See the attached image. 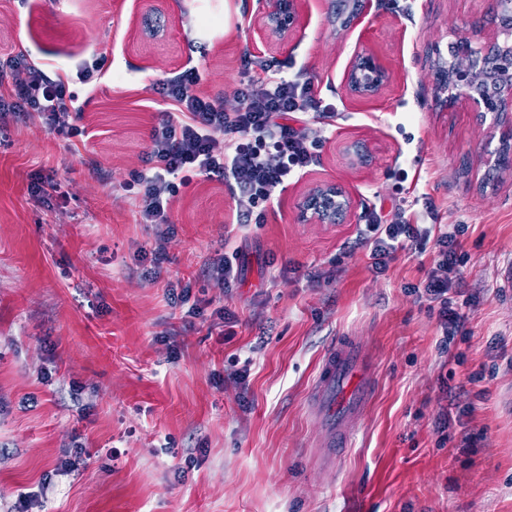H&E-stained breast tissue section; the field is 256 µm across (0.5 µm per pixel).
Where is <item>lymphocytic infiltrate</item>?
Masks as SVG:
<instances>
[{"label": "lymphocytic infiltrate", "instance_id": "obj_1", "mask_svg": "<svg viewBox=\"0 0 512 512\" xmlns=\"http://www.w3.org/2000/svg\"><path fill=\"white\" fill-rule=\"evenodd\" d=\"M0 73L10 87L8 97L0 96V112L33 113L58 136L79 134L75 119L81 106L67 75L49 76L44 65L22 53L1 56ZM200 79L197 68L186 67L164 81L168 106L151 129L149 166L133 178L141 223L158 227L153 250L158 268L168 260L162 226L170 221L177 182L204 173L229 183L236 221L249 223L258 202L271 200L277 188L314 165L308 119L329 115L313 80L302 73L244 80L237 90L238 106L230 112L221 97L195 93ZM357 236L369 247L371 268L378 273L399 252H420L434 243L436 257L421 286L437 306L444 340H452L464 321L450 296L461 263L457 230L413 220L403 207L390 218L374 204Z\"/></svg>", "mask_w": 512, "mask_h": 512}]
</instances>
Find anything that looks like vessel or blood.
I'll return each mask as SVG.
<instances>
[{
	"mask_svg": "<svg viewBox=\"0 0 512 512\" xmlns=\"http://www.w3.org/2000/svg\"><path fill=\"white\" fill-rule=\"evenodd\" d=\"M373 398L367 357L357 341L339 336L327 347L308 405L319 419L346 431L357 424Z\"/></svg>",
	"mask_w": 512,
	"mask_h": 512,
	"instance_id": "vessel-or-blood-1",
	"label": "vessel or blood"
}]
</instances>
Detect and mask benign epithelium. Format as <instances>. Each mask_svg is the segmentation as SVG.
<instances>
[{
  "mask_svg": "<svg viewBox=\"0 0 512 512\" xmlns=\"http://www.w3.org/2000/svg\"><path fill=\"white\" fill-rule=\"evenodd\" d=\"M372 0H339L336 27L362 24ZM493 38L481 41L482 25L459 36L452 57L436 52L435 94L447 108L468 102L488 124L499 146L486 164L499 172L512 171V0H492ZM305 26L303 0H257L249 33L264 46L284 47ZM392 80L387 64L372 50L357 46L345 69L346 95L356 99L379 96ZM353 199L336 183L314 184L299 203L300 218L310 224H340L353 211Z\"/></svg>",
  "mask_w": 512,
  "mask_h": 512,
  "instance_id": "7a95c632",
  "label": "benign epithelium"
}]
</instances>
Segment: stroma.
<instances>
[{
	"instance_id": "stroma-1",
	"label": "stroma",
	"mask_w": 512,
	"mask_h": 512,
	"mask_svg": "<svg viewBox=\"0 0 512 512\" xmlns=\"http://www.w3.org/2000/svg\"><path fill=\"white\" fill-rule=\"evenodd\" d=\"M255 7L161 0L150 31L142 0H0V55L72 72L96 53L108 70L80 97L90 138L19 113L0 120V512H512V173H488L495 143L467 102L436 105L430 63L433 45L489 19L491 0H372L348 30L336 0H307L284 47L251 39ZM359 44L392 70L372 100L343 87ZM265 64L307 74L334 105L331 123L312 125L316 165L245 227L227 183L178 185L169 260L151 275L154 230L126 185L146 167L161 81L197 67L198 92L231 111L244 74ZM356 141L370 151L362 166L345 154ZM43 176L61 188L40 202ZM323 180L355 202L344 223L299 218ZM421 195L438 223L461 228L465 319L445 352L436 311L414 291L433 252H399L377 274L356 241L367 205L391 215ZM228 238L241 247L229 285L206 267ZM177 281L198 315L170 299ZM339 336L367 348L376 394L335 458L306 398ZM236 360L250 363L245 381ZM452 403L466 423L440 428Z\"/></svg>"
}]
</instances>
